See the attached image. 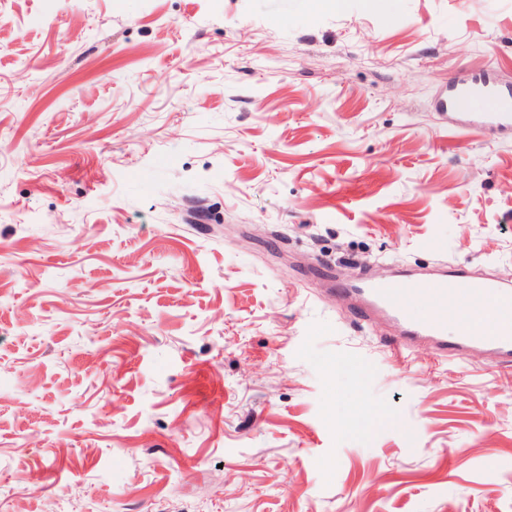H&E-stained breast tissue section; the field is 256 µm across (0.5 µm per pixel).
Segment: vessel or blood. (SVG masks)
Here are the masks:
<instances>
[{"label": "vessel or blood", "instance_id": "vessel-or-blood-1", "mask_svg": "<svg viewBox=\"0 0 512 512\" xmlns=\"http://www.w3.org/2000/svg\"><path fill=\"white\" fill-rule=\"evenodd\" d=\"M448 108L462 126L476 131L512 128V90L488 74L453 85ZM335 293L340 302L358 297L365 313L383 315L402 327V336L390 344L396 356L426 340L442 358L480 345L498 360H512V289L492 279L461 268L434 277L400 272L379 280L363 274L337 284Z\"/></svg>", "mask_w": 512, "mask_h": 512}]
</instances>
